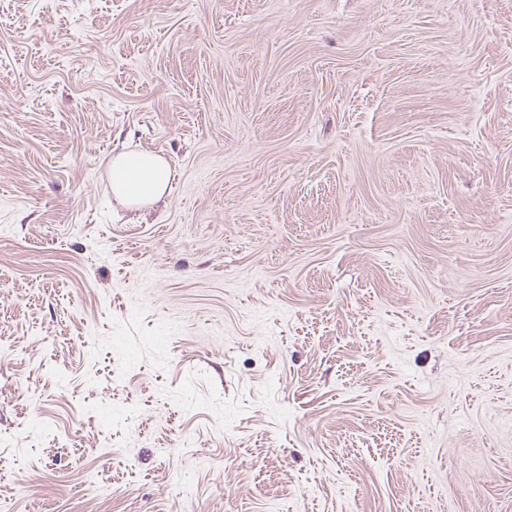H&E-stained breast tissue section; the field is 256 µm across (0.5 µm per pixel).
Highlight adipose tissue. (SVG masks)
I'll return each instance as SVG.
<instances>
[{"instance_id":"obj_1","label":"adipose tissue","mask_w":512,"mask_h":512,"mask_svg":"<svg viewBox=\"0 0 512 512\" xmlns=\"http://www.w3.org/2000/svg\"><path fill=\"white\" fill-rule=\"evenodd\" d=\"M108 176L113 197L131 208L145 207L163 198L174 179L169 164L162 157L135 149L113 156Z\"/></svg>"}]
</instances>
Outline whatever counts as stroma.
Listing matches in <instances>:
<instances>
[{
    "label": "stroma",
    "instance_id": "35a3bbf8",
    "mask_svg": "<svg viewBox=\"0 0 512 512\" xmlns=\"http://www.w3.org/2000/svg\"><path fill=\"white\" fill-rule=\"evenodd\" d=\"M0 340V512H512V0H0ZM108 176L113 197L131 208L145 207L163 198L174 179L162 157L135 149L112 156Z\"/></svg>",
    "mask_w": 512,
    "mask_h": 512
}]
</instances>
